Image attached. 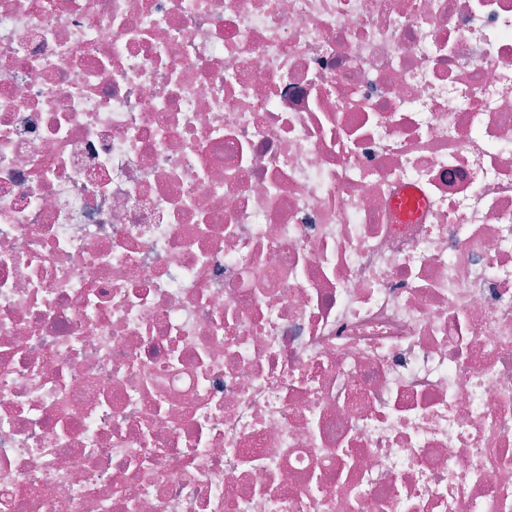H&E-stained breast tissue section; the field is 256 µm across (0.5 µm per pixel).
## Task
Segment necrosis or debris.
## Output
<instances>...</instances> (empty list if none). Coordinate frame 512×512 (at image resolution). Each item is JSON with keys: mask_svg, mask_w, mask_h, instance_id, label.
Instances as JSON below:
<instances>
[{"mask_svg": "<svg viewBox=\"0 0 512 512\" xmlns=\"http://www.w3.org/2000/svg\"><path fill=\"white\" fill-rule=\"evenodd\" d=\"M0 512H512V0H0Z\"/></svg>", "mask_w": 512, "mask_h": 512, "instance_id": "obj_1", "label": "necrosis or debris"}]
</instances>
